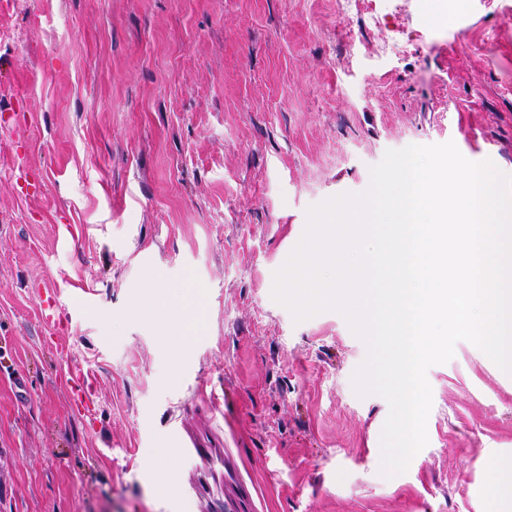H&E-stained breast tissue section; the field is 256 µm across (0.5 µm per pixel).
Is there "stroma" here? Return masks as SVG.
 Wrapping results in <instances>:
<instances>
[{
	"instance_id": "35a3bbf8",
	"label": "stroma",
	"mask_w": 512,
	"mask_h": 512,
	"mask_svg": "<svg viewBox=\"0 0 512 512\" xmlns=\"http://www.w3.org/2000/svg\"><path fill=\"white\" fill-rule=\"evenodd\" d=\"M441 8L0 0V114L26 118L0 127V512H202L192 434L234 456L250 512H489L477 463L512 461V379L457 342L427 372V446L385 479L364 344L271 296L307 208L364 191L387 150L451 141L512 175V0Z\"/></svg>"
}]
</instances>
